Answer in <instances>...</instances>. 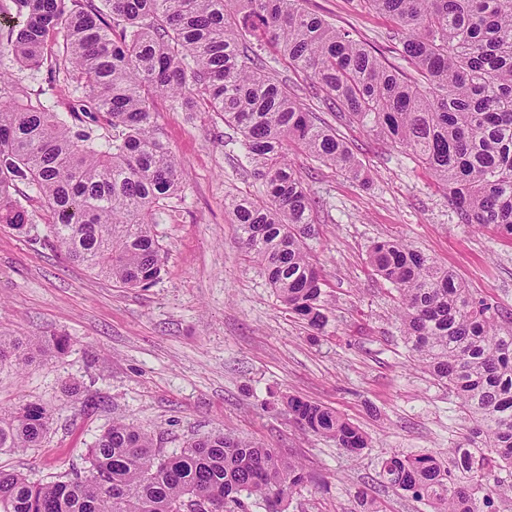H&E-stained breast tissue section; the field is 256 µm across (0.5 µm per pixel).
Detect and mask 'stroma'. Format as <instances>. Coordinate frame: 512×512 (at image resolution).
I'll list each match as a JSON object with an SVG mask.
<instances>
[{"instance_id":"stroma-1","label":"stroma","mask_w":512,"mask_h":512,"mask_svg":"<svg viewBox=\"0 0 512 512\" xmlns=\"http://www.w3.org/2000/svg\"><path fill=\"white\" fill-rule=\"evenodd\" d=\"M305 7L413 75L396 50V23L364 0H306ZM23 21L15 11L0 14V71L9 75L0 98L22 90L32 102L70 112L73 83L8 55L7 35ZM151 108L186 184L157 216L166 260L150 288L125 287L67 260L44 240L48 216L40 204L29 208V233L0 226V336L71 339L65 355L20 370L0 365V416L27 401L53 413L41 447L0 452V468L33 481L84 470L87 448L120 418L150 432L166 454L224 432L301 462L311 480L287 512H360L363 494L380 512H430L381 483L380 462L394 452L447 451L470 424L455 395L410 352L399 294L368 255L377 241L404 240L512 314V240L458 223L446 191L405 149L317 108L363 162L367 180L294 157L317 201L318 233L307 251L324 280L327 321L312 331L285 311L225 207L234 197L265 195L239 132L213 113L172 109L164 96ZM69 386L81 390V401L66 395ZM292 395L360 427L368 447L353 456L303 433L283 405Z\"/></svg>"}]
</instances>
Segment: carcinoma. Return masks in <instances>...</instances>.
Here are the masks:
<instances>
[{
    "mask_svg": "<svg viewBox=\"0 0 512 512\" xmlns=\"http://www.w3.org/2000/svg\"><path fill=\"white\" fill-rule=\"evenodd\" d=\"M12 0L27 14L8 37L21 66H40L47 39L63 37L66 71L82 96L64 116L43 104L0 99V224L30 223L17 195L43 201L46 240L69 260L130 288L158 279L165 251L157 214L184 185L182 165L161 140L151 100L203 102L239 131L266 199L228 203L240 241L285 309L311 330L326 316L322 279L307 254L315 199L288 161V147L366 180L336 129L288 84L266 71L263 46L313 77L319 100L351 124L410 151L448 191L458 223L492 227L512 239V0H367L404 34L409 78L359 41L307 11L302 0ZM103 124L97 144L69 120ZM28 192L23 194L19 185ZM369 261L400 296L406 344L448 386L473 422L464 444L380 462L381 482L427 502L433 512H499L512 501V317L476 297L456 275L399 239L376 243ZM66 336L22 341L0 336V364L24 367ZM298 426L347 452L366 435L335 411L286 400ZM52 413L28 402L0 418V450L41 445ZM86 474L31 481L0 469V512H265L309 482L303 465L273 448L222 432L192 438L165 455L153 436L115 420L87 449Z\"/></svg>",
    "mask_w": 512,
    "mask_h": 512,
    "instance_id": "obj_1",
    "label": "carcinoma"
}]
</instances>
